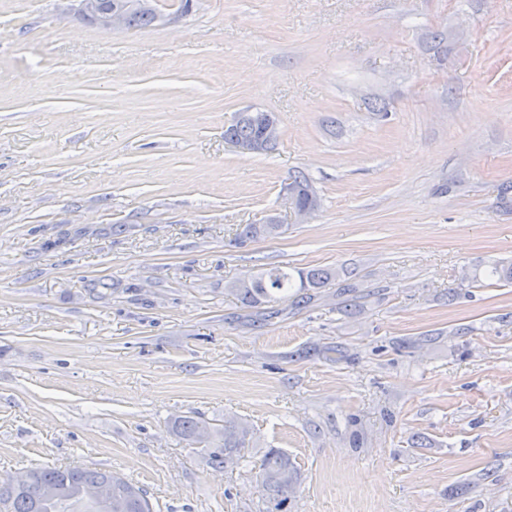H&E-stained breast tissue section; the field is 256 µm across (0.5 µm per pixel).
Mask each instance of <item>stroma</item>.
<instances>
[{
  "instance_id": "obj_1",
  "label": "stroma",
  "mask_w": 512,
  "mask_h": 512,
  "mask_svg": "<svg viewBox=\"0 0 512 512\" xmlns=\"http://www.w3.org/2000/svg\"><path fill=\"white\" fill-rule=\"evenodd\" d=\"M76 7L0 0V479L83 465L155 512H266L280 448L290 512H512V284L471 283L512 262V0H193L140 30ZM248 108L274 151L225 142ZM294 170L322 199L299 222ZM269 211L282 235L234 244ZM284 264L348 270L356 309L227 291ZM191 413L248 420L251 466L173 435ZM259 481L272 505L271 511L286 512L297 480L288 454L278 448L266 451L258 466Z\"/></svg>"
}]
</instances>
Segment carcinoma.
I'll return each instance as SVG.
<instances>
[{"mask_svg": "<svg viewBox=\"0 0 512 512\" xmlns=\"http://www.w3.org/2000/svg\"><path fill=\"white\" fill-rule=\"evenodd\" d=\"M127 26L144 28L159 24V13L152 0L129 9ZM263 112H239L224 130V139L231 141L251 140L258 135ZM288 188L298 203L316 210L321 199L308 177L302 173L288 176ZM284 232L282 224H244L238 233V241L276 238ZM345 272L330 268L297 269L273 266L232 282L228 291L247 309L273 310L275 304L287 296L295 302L306 303L317 295V290L332 280L343 281L344 293L356 292L358 285L344 278ZM173 431L192 444H204L209 462L217 468L240 465L244 461L243 450L254 447L252 431L244 421L226 419L216 425L201 417L184 416L172 424ZM259 481L268 495L273 512H287L297 480L295 468L288 454L278 448H270L258 466ZM112 486V494L97 500L89 490ZM57 486L63 493L54 499L39 496L43 487ZM10 504V512H153L146 493L125 478L110 471L80 466L59 467L43 465L27 471V479L19 483L13 479L0 481V502Z\"/></svg>", "mask_w": 512, "mask_h": 512, "instance_id": "carcinoma-1", "label": "carcinoma"}]
</instances>
